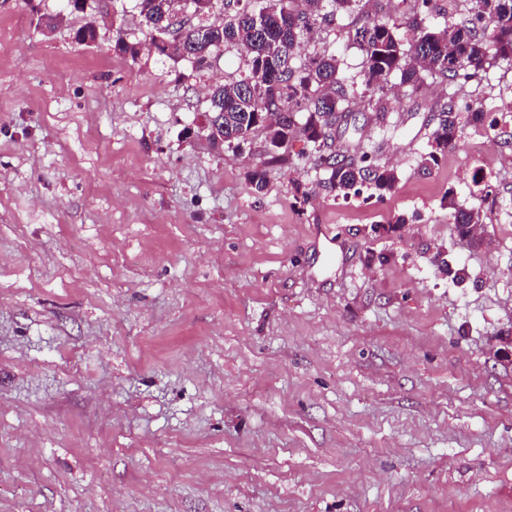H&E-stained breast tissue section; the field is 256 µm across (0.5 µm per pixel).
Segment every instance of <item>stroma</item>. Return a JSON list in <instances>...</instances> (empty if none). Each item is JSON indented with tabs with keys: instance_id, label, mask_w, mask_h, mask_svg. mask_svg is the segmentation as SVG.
<instances>
[{
	"instance_id": "obj_1",
	"label": "stroma",
	"mask_w": 512,
	"mask_h": 512,
	"mask_svg": "<svg viewBox=\"0 0 512 512\" xmlns=\"http://www.w3.org/2000/svg\"><path fill=\"white\" fill-rule=\"evenodd\" d=\"M409 8L318 37L356 77V28ZM140 28L136 0H0V512H512V112L425 160L433 109L512 64L352 105L332 148L379 145L384 199L326 192L300 140L256 193L264 133L188 134L237 50L116 54ZM449 206L454 210L451 212V217L453 224H456L459 236L463 239H473L481 223L479 212L458 208L454 204Z\"/></svg>"
}]
</instances>
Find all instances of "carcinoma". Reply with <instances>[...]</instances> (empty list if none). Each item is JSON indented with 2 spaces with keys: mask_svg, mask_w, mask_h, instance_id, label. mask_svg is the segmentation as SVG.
<instances>
[{
  "mask_svg": "<svg viewBox=\"0 0 512 512\" xmlns=\"http://www.w3.org/2000/svg\"><path fill=\"white\" fill-rule=\"evenodd\" d=\"M197 23L171 29L177 0H137L144 39L135 42L117 35L114 51L139 56L142 49L168 57L189 59L196 69L209 66L212 55L227 48L240 52L239 78L210 88L209 111L203 137L214 150L241 147L258 130L266 134L267 164H286L282 148L300 138L318 153L324 187L348 198L362 189L369 197L384 198L397 182L394 170L375 164V150L348 157L325 151L330 131L348 117L350 103L360 98L366 109L386 116L389 78L414 92L426 77L482 80L497 62L512 59V0H456L452 19L430 25L433 0H413L411 35L400 34L396 18L369 17L352 39L363 55L361 79L340 74L336 54L313 52L297 64L294 55L314 29L327 22L324 4L332 10L351 9L359 0H188ZM453 96L434 110L430 160L445 156L463 137ZM453 209L451 217L460 237L472 239L480 214Z\"/></svg>",
  "mask_w": 512,
  "mask_h": 512,
  "instance_id": "obj_1",
  "label": "carcinoma"
}]
</instances>
